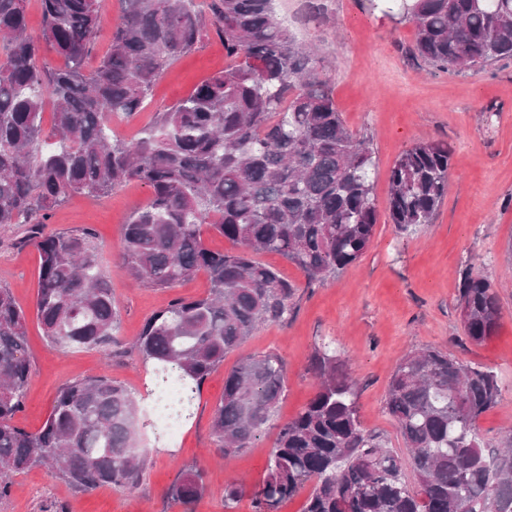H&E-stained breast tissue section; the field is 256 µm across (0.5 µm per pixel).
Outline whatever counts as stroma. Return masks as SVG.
I'll use <instances>...</instances> for the list:
<instances>
[{"instance_id": "stroma-1", "label": "stroma", "mask_w": 512, "mask_h": 512, "mask_svg": "<svg viewBox=\"0 0 512 512\" xmlns=\"http://www.w3.org/2000/svg\"><path fill=\"white\" fill-rule=\"evenodd\" d=\"M328 23L309 22L307 0H276L275 11L303 43L317 44L328 68L338 109L347 126L367 133L376 156L375 197L379 206L372 242L362 258L323 285L306 287L301 273L276 253L260 254L298 287L297 312L285 325L268 324L228 353L203 385L192 419L180 437L166 438L167 452L153 436L141 437L148 466L141 486L121 491L102 486L75 492L53 472L38 467L17 475L0 512H183L166 491L179 467L206 472L207 493L193 512H253L275 443L276 427L295 416L314 393L309 358L322 338L332 336L359 383L357 405L366 430L380 433L406 455L393 421L384 411L387 383L409 352L435 347L465 363L492 368L502 381L498 405L479 420L489 446L512 429V58L481 71L445 73L412 53L413 28L371 9L368 0H324ZM225 65L224 44L209 36L198 49L158 77L147 106L130 119L113 118L112 135L138 138L157 112L188 96ZM420 141H441L453 150L450 189L433 223L400 233L385 210L390 170L399 154ZM151 196L148 186L130 182L104 197L76 195L55 209L50 230L93 228L101 242L100 263L120 311V335L131 340L147 317L174 297L206 296L209 282L197 273L171 288L135 284L118 254L123 226ZM19 228L0 229V283L7 284L27 314L32 375L17 426L39 431L57 390L86 376L108 374L135 395L145 394L151 377L141 356L127 352L104 358L95 349L62 350L46 341L34 313L39 255L17 246ZM489 280L502 317L496 334L476 345L465 336L458 288L466 275ZM273 351L286 362L287 391L268 428L253 448L223 457L212 435V408L224 392V375L241 356ZM245 482L234 508L224 506V484Z\"/></svg>"}]
</instances>
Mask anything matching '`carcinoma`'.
Masks as SVG:
<instances>
[{
  "mask_svg": "<svg viewBox=\"0 0 512 512\" xmlns=\"http://www.w3.org/2000/svg\"><path fill=\"white\" fill-rule=\"evenodd\" d=\"M41 35L28 32L27 0H0V227L22 225L19 246L39 254L36 317L61 348L119 344L118 305L100 268L95 231L49 232V213L71 195L105 194L136 180L149 202L124 225L119 257L131 278L170 288L199 271L210 292L176 297L148 317L131 349L153 364L148 396L174 381L170 414L194 415L224 357L260 327L288 320L298 286L256 260L273 252L312 287L335 278L369 248L377 224L375 152L338 110L323 59L294 39L271 0H120L122 22L95 71L84 62L99 27L98 0H39ZM384 14L410 23L413 50L444 71L484 69L512 57V0H383ZM228 59L185 99L159 112L136 140L112 138L114 116L141 110L163 68L192 51L207 23ZM55 54L65 65L47 66ZM52 104V125L44 110ZM452 150L417 142L390 171L386 211L404 233L432 223L448 195ZM215 232L232 244L206 247ZM461 323L482 344L497 332L501 307L491 283L468 275L459 288ZM312 398L278 426L254 512H276L306 485L303 512H512V435L482 446L480 417L501 397L496 372L427 347L407 354L390 378L385 412L408 450L403 461L365 431L356 382L335 340L310 358ZM27 315L0 284V499L12 477L34 467L75 491L134 490L146 458L140 435L153 419L125 385L107 376L61 387L40 431L14 423L31 376ZM285 389L274 353L248 355L224 375L213 432L224 456L254 446ZM207 491L200 467H182L168 488L183 506ZM245 492L224 485V506Z\"/></svg>",
  "mask_w": 512,
  "mask_h": 512,
  "instance_id": "1",
  "label": "carcinoma"
}]
</instances>
